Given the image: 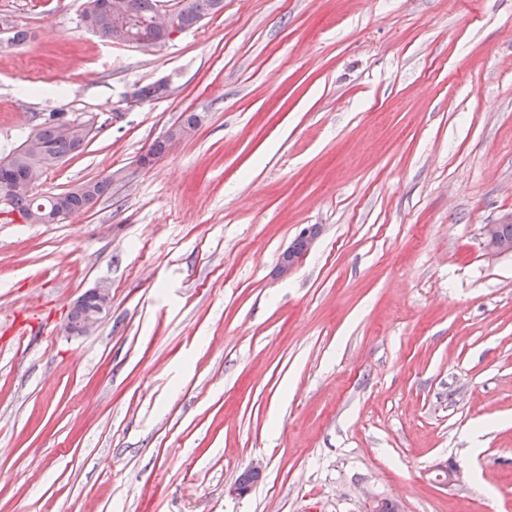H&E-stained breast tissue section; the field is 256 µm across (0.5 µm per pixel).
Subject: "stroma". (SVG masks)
<instances>
[{
    "label": "stroma",
    "mask_w": 512,
    "mask_h": 512,
    "mask_svg": "<svg viewBox=\"0 0 512 512\" xmlns=\"http://www.w3.org/2000/svg\"><path fill=\"white\" fill-rule=\"evenodd\" d=\"M81 4L0 0L32 33L0 47V158L57 115L94 132L40 194L127 173L64 224L0 215V512H512V253L482 237L512 215V0H224L149 49ZM88 298L92 300V310L83 313L78 318H69L66 325V332L69 335L83 336L92 333L96 330L99 323L108 316L112 306V299L107 288L98 286L88 290L77 300L75 305L85 302Z\"/></svg>",
    "instance_id": "35a3bbf8"
}]
</instances>
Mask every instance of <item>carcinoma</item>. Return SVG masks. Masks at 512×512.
I'll return each mask as SVG.
<instances>
[{
    "instance_id": "carcinoma-1",
    "label": "carcinoma",
    "mask_w": 512,
    "mask_h": 512,
    "mask_svg": "<svg viewBox=\"0 0 512 512\" xmlns=\"http://www.w3.org/2000/svg\"><path fill=\"white\" fill-rule=\"evenodd\" d=\"M160 0H129L133 16L142 24L141 30L151 40L162 39L160 31L148 26L158 12ZM224 0H178L177 19L181 30L196 26L202 19L221 11L220 4ZM82 24H91L98 29L99 38L112 41V0H85V8L81 13ZM86 142V136L75 127L65 126L56 120V116L44 120L34 132V137L26 139L18 147L9 152L12 156L11 168L0 169V214L4 212L18 213L24 216L39 214H55L63 209H79L84 207L88 198L98 199L110 194L112 175L90 179L83 182L87 192L79 195L72 191L38 197L26 192H5L4 184L14 185L21 180L27 171L40 162L43 148H50L55 154L65 158L77 155V150Z\"/></svg>"
}]
</instances>
